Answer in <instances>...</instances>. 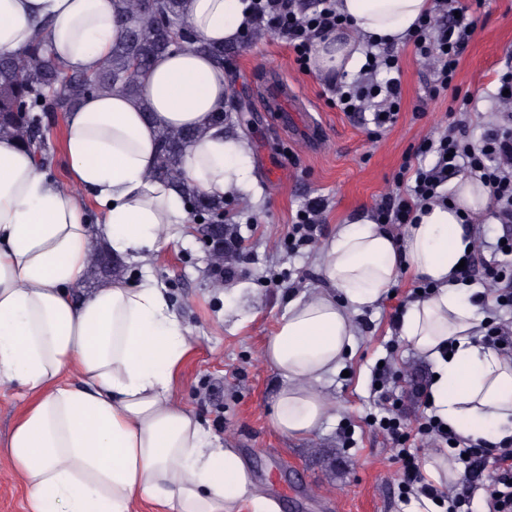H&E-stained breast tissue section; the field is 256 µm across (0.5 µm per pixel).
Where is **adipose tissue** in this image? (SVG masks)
Segmentation results:
<instances>
[{
  "mask_svg": "<svg viewBox=\"0 0 512 512\" xmlns=\"http://www.w3.org/2000/svg\"><path fill=\"white\" fill-rule=\"evenodd\" d=\"M430 0H339L350 29L318 39L314 68L326 76L360 66L351 33L403 41ZM197 34L239 43L247 0H188ZM44 28L72 72L96 70L120 35L111 0H0V54L24 48ZM226 76L207 55L155 59L141 101L122 91L85 98L66 118L70 187L50 182L16 141L0 139V386L18 383L27 405L0 454L25 477L29 512H131L135 500L169 512H276L250 495L241 457L213 448L174 399L185 328L152 275L80 294L94 249L85 214L93 201L114 255L130 262L161 249L162 224L183 231L179 194L154 179L159 127L207 128L184 156L188 177L220 197L250 181L243 144L212 128L227 101ZM449 203L416 213L401 236L374 223L342 224L323 258L326 289L292 299L264 347L283 377L270 424L300 439L329 408L314 385L336 373L356 338L351 315L376 303L401 270L434 285L409 304L401 338L434 365L437 414L463 436H512V358L480 344L484 316L453 277L469 243L465 215L484 211L487 188L458 179Z\"/></svg>",
  "mask_w": 512,
  "mask_h": 512,
  "instance_id": "1",
  "label": "adipose tissue"
}]
</instances>
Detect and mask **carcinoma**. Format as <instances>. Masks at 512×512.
<instances>
[{
  "mask_svg": "<svg viewBox=\"0 0 512 512\" xmlns=\"http://www.w3.org/2000/svg\"><path fill=\"white\" fill-rule=\"evenodd\" d=\"M123 27L101 67L75 74L53 57L43 36L34 34L21 51L0 55V136L18 139L33 156L46 160L50 150L45 119L67 115L89 95L119 89L140 101V87L152 62L177 50H194L224 64L230 48L203 41L187 21L186 0H111ZM205 135L203 129L162 127L157 132L154 177L176 188L191 215L200 220L204 237H213L211 225L224 223V199L202 193L187 177L186 149Z\"/></svg>",
  "mask_w": 512,
  "mask_h": 512,
  "instance_id": "carcinoma-1",
  "label": "carcinoma"
}]
</instances>
